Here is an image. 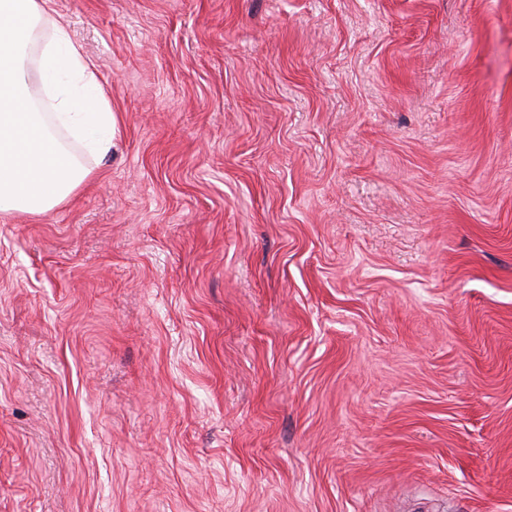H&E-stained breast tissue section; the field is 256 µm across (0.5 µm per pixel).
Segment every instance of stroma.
<instances>
[{
    "label": "stroma",
    "instance_id": "obj_1",
    "mask_svg": "<svg viewBox=\"0 0 512 512\" xmlns=\"http://www.w3.org/2000/svg\"><path fill=\"white\" fill-rule=\"evenodd\" d=\"M118 120L0 213V512H512V0H51Z\"/></svg>",
    "mask_w": 512,
    "mask_h": 512
}]
</instances>
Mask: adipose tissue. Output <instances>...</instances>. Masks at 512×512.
<instances>
[{"label": "adipose tissue", "mask_w": 512, "mask_h": 512, "mask_svg": "<svg viewBox=\"0 0 512 512\" xmlns=\"http://www.w3.org/2000/svg\"><path fill=\"white\" fill-rule=\"evenodd\" d=\"M49 0H0V212L42 214L80 187L88 173L33 109L26 52L39 48V66L57 85L60 122L92 132L90 147L106 151L117 121L67 27L49 19Z\"/></svg>", "instance_id": "adipose-tissue-1"}]
</instances>
